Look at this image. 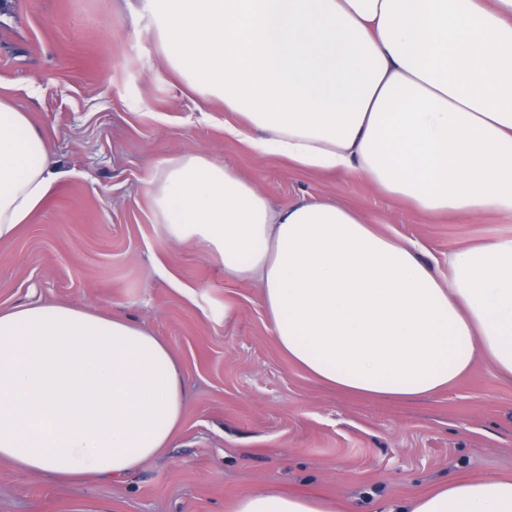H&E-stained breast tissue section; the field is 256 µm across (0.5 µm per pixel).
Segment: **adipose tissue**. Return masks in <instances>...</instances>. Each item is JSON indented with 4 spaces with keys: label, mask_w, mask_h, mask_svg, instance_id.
Wrapping results in <instances>:
<instances>
[{
    "label": "adipose tissue",
    "mask_w": 512,
    "mask_h": 512,
    "mask_svg": "<svg viewBox=\"0 0 512 512\" xmlns=\"http://www.w3.org/2000/svg\"><path fill=\"white\" fill-rule=\"evenodd\" d=\"M167 70L232 113L226 136L303 171L355 174L427 216H512V0H133ZM51 142L0 98V241L60 177ZM154 221L255 281L278 348L353 397L404 401L469 374L512 380V238L456 251L324 201L274 206L202 153L145 180ZM187 407L170 343L74 303L0 309V461L79 483L119 480L169 447ZM226 512H344L258 492ZM400 512H512V475L458 476Z\"/></svg>",
    "instance_id": "1"
}]
</instances>
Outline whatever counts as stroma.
<instances>
[{
	"mask_svg": "<svg viewBox=\"0 0 512 512\" xmlns=\"http://www.w3.org/2000/svg\"><path fill=\"white\" fill-rule=\"evenodd\" d=\"M0 96L49 135L61 173L0 242V309L67 302L129 317L169 341L187 393L180 436L124 480L75 488L1 461L0 512H225L270 490L394 512L453 476L512 474V380L480 360L408 403L319 383L278 349L257 284L167 241L144 180L165 156L205 153L274 205L354 206L443 273L460 248L512 238V217L427 218L366 180L254 155L225 138L222 102L177 87L125 0H0Z\"/></svg>",
	"mask_w": 512,
	"mask_h": 512,
	"instance_id": "35a3bbf8",
	"label": "stroma"
}]
</instances>
